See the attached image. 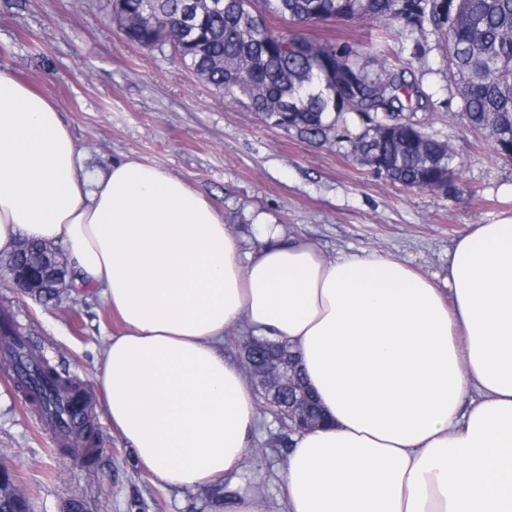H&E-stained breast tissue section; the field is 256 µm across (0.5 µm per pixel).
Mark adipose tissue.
Returning <instances> with one entry per match:
<instances>
[{
    "mask_svg": "<svg viewBox=\"0 0 512 512\" xmlns=\"http://www.w3.org/2000/svg\"><path fill=\"white\" fill-rule=\"evenodd\" d=\"M22 239L62 246L121 319L95 382L158 483L242 470L257 398L224 338L243 330L298 352L328 418L294 438L287 512H512V214L432 274L273 230L248 252L158 167L85 170L58 104L0 70V254Z\"/></svg>",
    "mask_w": 512,
    "mask_h": 512,
    "instance_id": "ef3b65f1",
    "label": "adipose tissue"
}]
</instances>
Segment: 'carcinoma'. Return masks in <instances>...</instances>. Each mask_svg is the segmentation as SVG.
<instances>
[{"mask_svg": "<svg viewBox=\"0 0 512 512\" xmlns=\"http://www.w3.org/2000/svg\"><path fill=\"white\" fill-rule=\"evenodd\" d=\"M267 10L295 22L329 18L430 30L445 42L448 75L468 125L489 131L495 154L512 160V0H264ZM183 0H156L150 26H130L126 41L147 49L170 46L174 56L216 90L248 100L265 122L277 118L301 137L326 143L347 117L379 125L358 137L344 128L362 155H374L385 177L403 189H434L453 181L454 157L440 141L403 118L425 98L419 85L396 70L389 54L372 76L350 47L288 37L257 22L253 0H224V11L199 17L198 38L180 35ZM40 374L68 394L70 380L45 359Z\"/></svg>", "mask_w": 512, "mask_h": 512, "instance_id": "obj_1", "label": "carcinoma"}]
</instances>
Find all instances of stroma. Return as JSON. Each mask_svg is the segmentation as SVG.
Returning a JSON list of instances; mask_svg holds the SVG:
<instances>
[{"instance_id":"stroma-1","label":"stroma","mask_w":512,"mask_h":512,"mask_svg":"<svg viewBox=\"0 0 512 512\" xmlns=\"http://www.w3.org/2000/svg\"><path fill=\"white\" fill-rule=\"evenodd\" d=\"M110 14L109 0H0V70L62 106L85 169L102 172L128 158L165 169L210 201L245 250L261 245L268 223L280 240L311 239L329 257L376 250L438 272L470 225L512 211L499 192L512 184V163L468 126L436 34L405 29L388 44L428 96L411 121L455 158L458 191L448 196L393 186L362 165L345 140L323 144L267 125L242 98L224 95L179 64L171 48L127 44ZM265 20L274 31L348 43L367 57L381 43L379 28L367 23H289L271 13ZM0 309L87 393L104 438L91 467L63 458L53 430L0 368V464L30 512H68L74 500L81 512H229L234 497L252 490L263 512H285L277 492L288 451L267 445L281 431L270 413L260 414L240 482L159 485L111 429L95 383L105 336L122 330L118 317L86 289H64L50 303L35 300L9 281L2 255Z\"/></svg>"}]
</instances>
